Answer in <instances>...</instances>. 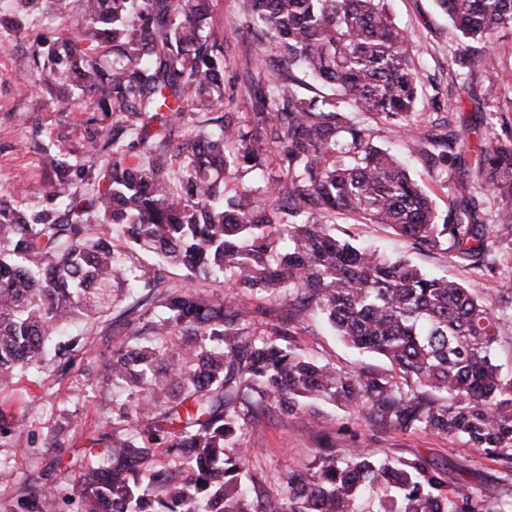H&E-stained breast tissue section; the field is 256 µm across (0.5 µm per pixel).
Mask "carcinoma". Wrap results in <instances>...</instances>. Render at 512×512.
I'll list each match as a JSON object with an SVG mask.
<instances>
[{"label": "carcinoma", "instance_id": "cac0c4a2", "mask_svg": "<svg viewBox=\"0 0 512 512\" xmlns=\"http://www.w3.org/2000/svg\"><path fill=\"white\" fill-rule=\"evenodd\" d=\"M74 3L75 32L33 43L15 70L46 76L59 105L88 112V134L69 159L41 148L51 177L33 204L0 193V385L52 350L63 359L81 338L61 327L97 320L114 292L136 299L142 324L104 363L127 403L105 430L99 463L81 488L53 486L12 512H38L49 495L78 512H512V481L490 494L444 480L420 457L383 459L366 448H320L308 472L286 475L283 497L254 500L253 466L237 444L248 420L322 398L369 409L401 430H423L474 449L512 477V376L497 346L512 335V289L487 303L479 290L336 236L349 214L383 224L422 252L443 254L494 278L512 261V138L472 146L456 113L419 124L420 71L387 0H244L271 40L279 75L258 87L265 111L252 126L224 111V29L209 0H49ZM42 0H14L0 31L21 30ZM465 44L453 64L463 87L474 59L490 65V36L512 24V0H437ZM321 83L328 93L303 89ZM412 133L431 169L466 166L438 222L432 200L375 126ZM185 138H173L176 129ZM231 168L251 183L224 194ZM497 203L489 223L480 207ZM159 261L127 264L98 235ZM182 265L189 283L164 284ZM224 278L263 296L255 309L197 289ZM323 316L351 347L381 356L386 372L320 364L292 344L291 324ZM174 334L195 340L175 367H157ZM188 457L181 482L146 463L158 448Z\"/></svg>", "mask_w": 512, "mask_h": 512}]
</instances>
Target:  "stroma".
Listing matches in <instances>:
<instances>
[{"mask_svg": "<svg viewBox=\"0 0 512 512\" xmlns=\"http://www.w3.org/2000/svg\"><path fill=\"white\" fill-rule=\"evenodd\" d=\"M391 7L396 22L408 35L423 78L416 106L422 120L443 112L457 113L475 142L491 139L501 134L505 124H512V112L495 114L478 102L491 82L497 85L502 101L512 100V27L500 29L492 37L494 69L473 65L469 78L473 92L468 95L460 92L449 75L458 40L435 0H391ZM212 20L224 27L225 104L244 116L260 111L259 94L249 90L247 78H274L273 50L264 49L260 32L244 14L242 0H213ZM72 32L68 21L49 12L34 17L20 37L0 43V193L23 203L31 202L34 186L44 177L38 165L39 144L47 140L57 152L70 154L84 141L88 116L73 108L44 111L48 94L37 73L28 79L27 95H18L13 59L36 40L66 38ZM375 142L401 155L410 176L433 199L439 217H446L465 170L452 166L447 175L436 176L415 155L412 140L384 128L377 132ZM335 224L337 233H352L360 244L406 257L427 270L481 289L486 301H495L500 289L512 287L511 268H503L497 280H484L468 267L448 264L443 255L411 249L382 225L357 224L342 215L336 217ZM297 330L296 345L320 361L345 370L387 368L381 357L349 348L320 318H305ZM85 333L87 339L74 351L68 369L49 361L0 387V413L13 426L12 433L0 438V469L14 474L12 481L0 482V512H8L18 498L28 496L37 481L56 480L76 488L84 471L96 463L91 439L111 421L112 398L119 393L102 379L99 367L123 345L125 331L113 328L111 317L106 316L89 324ZM240 445L258 453L251 475L263 499L278 497L286 473L304 470L317 449L332 445L369 448L392 459L419 455L448 480L468 481L477 491H487L501 479L497 465L473 449L421 431L387 427L364 412L323 401L291 414L272 411L258 415L249 422Z\"/></svg>", "mask_w": 512, "mask_h": 512, "instance_id": "stroma-1", "label": "stroma"}]
</instances>
